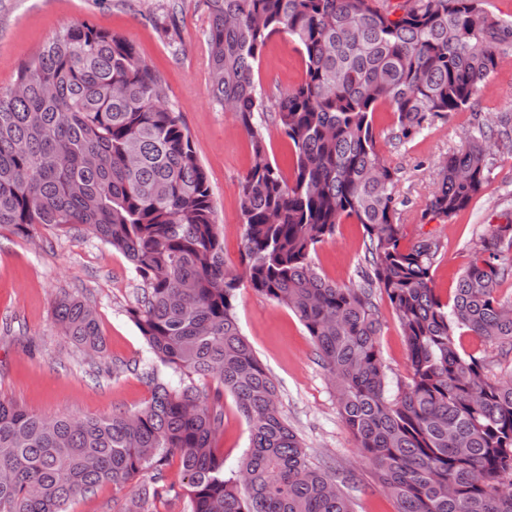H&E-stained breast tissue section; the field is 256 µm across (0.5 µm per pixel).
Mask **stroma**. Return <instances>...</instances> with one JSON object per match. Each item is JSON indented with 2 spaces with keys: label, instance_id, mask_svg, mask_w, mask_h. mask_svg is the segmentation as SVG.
Masks as SVG:
<instances>
[{
  "label": "stroma",
  "instance_id": "stroma-1",
  "mask_svg": "<svg viewBox=\"0 0 512 512\" xmlns=\"http://www.w3.org/2000/svg\"><path fill=\"white\" fill-rule=\"evenodd\" d=\"M209 15L205 0H0V87L12 85L20 65L51 40L62 25L89 23L122 34L166 82L169 105L179 112L206 169L217 222L224 236V264L241 267L243 226L240 183L253 163L250 138L236 115L208 94ZM305 70L296 44L281 34L268 41L254 67V84L267 105L297 86ZM512 117V56L492 73L471 107L435 119L412 141L392 140L394 117L375 114L380 156L399 172L398 210L402 243L433 237L440 251L430 270L431 286L442 300L452 296L480 235L512 214V150L493 149L484 194L468 209L442 222L424 210L449 150L460 147L477 126L498 129ZM362 225L346 219L313 255L318 272L338 285L358 284L366 267ZM131 263L96 237L62 234L50 227L31 236L0 228V399L46 418L108 417L136 409L151 389L134 364L146 345L127 315L140 293ZM83 297L95 308L104 338L101 353L86 356L64 335L54 314L62 294ZM380 345L392 382L406 381L405 339L385 297H378ZM237 316L243 335L273 377L280 410L300 436L313 462H332L337 477L354 475L356 512H396L394 501L377 487L375 471L359 453L342 420L336 390L321 365L305 327L287 308L249 288H241ZM224 425L216 445L226 468H233L249 445V428L232 396L221 401ZM133 494L102 484L78 496L70 512H123Z\"/></svg>",
  "mask_w": 512,
  "mask_h": 512
}]
</instances>
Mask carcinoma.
<instances>
[{
    "mask_svg": "<svg viewBox=\"0 0 512 512\" xmlns=\"http://www.w3.org/2000/svg\"><path fill=\"white\" fill-rule=\"evenodd\" d=\"M484 0H206L211 99L236 114L254 162L241 181L242 270L224 268L209 179L160 76L125 37L63 25L0 90V227L83 230L122 252L142 282L127 309L148 355L139 409L108 418L42 417L0 400V512H68L78 495L141 481L124 512H156L174 496L187 512H355V485L310 460L278 408L276 384L242 334L244 285L287 307L311 337L360 454L396 512H512V374L459 350L462 333L512 353V302L497 284L512 219L491 226L459 276L452 303L430 286L436 240L402 245L398 171L380 156L374 114L412 140L437 117L469 107L500 60L512 23ZM305 60L274 108L254 64L275 34ZM293 146L291 177L267 156L264 113ZM477 126L448 152L425 214L445 221L488 183L492 138ZM353 219L369 268L340 286L312 254ZM405 338L411 374L391 386L376 295ZM57 320L87 353L102 345L96 311L75 296ZM231 395L249 447L224 467L219 402ZM179 457L180 489L166 481Z\"/></svg>",
    "mask_w": 512,
    "mask_h": 512,
    "instance_id": "carcinoma-1",
    "label": "carcinoma"
}]
</instances>
